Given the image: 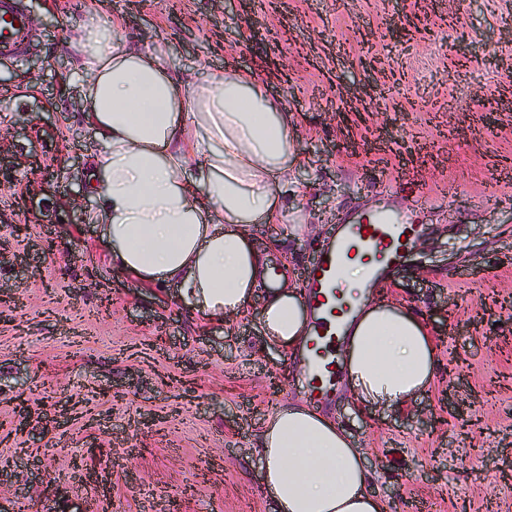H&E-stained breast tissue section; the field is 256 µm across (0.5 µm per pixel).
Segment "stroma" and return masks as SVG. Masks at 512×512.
Returning a JSON list of instances; mask_svg holds the SVG:
<instances>
[{"label":"stroma","instance_id":"1","mask_svg":"<svg viewBox=\"0 0 512 512\" xmlns=\"http://www.w3.org/2000/svg\"><path fill=\"white\" fill-rule=\"evenodd\" d=\"M20 4L32 45L0 59V295H20L0 315V512H88L100 490L77 485L76 461L108 472L112 512H270L252 446L278 405L304 398L303 365L271 384L283 357L262 345L261 297L249 325L208 322L176 288L115 273L103 226L68 211L98 146L70 47L91 12L178 72H277L266 91L297 115L311 178L289 184L280 220L248 233L260 249L281 241L271 262L289 281L342 213L422 207L416 248L379 285L423 314L437 377L403 407L364 411L341 382L322 413L363 452L386 512H512V0ZM49 168L59 181L45 183ZM33 183L40 194L18 207ZM48 236L55 250L22 271L18 256ZM484 302L490 320L470 324ZM64 396L92 413L45 431ZM34 457L50 483L32 478Z\"/></svg>","mask_w":512,"mask_h":512}]
</instances>
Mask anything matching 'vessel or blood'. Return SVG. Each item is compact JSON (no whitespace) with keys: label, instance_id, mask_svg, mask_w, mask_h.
<instances>
[{"label":"vessel or blood","instance_id":"b4317fda","mask_svg":"<svg viewBox=\"0 0 512 512\" xmlns=\"http://www.w3.org/2000/svg\"><path fill=\"white\" fill-rule=\"evenodd\" d=\"M30 38L28 16L17 0H0V57L22 52ZM422 230V223L402 220L393 210L371 208L346 219L335 238L314 254L304 273L311 315L305 384L313 402L327 399L336 387L344 329L355 313L353 299L343 291L344 269L361 265L376 278L398 268Z\"/></svg>","mask_w":512,"mask_h":512}]
</instances>
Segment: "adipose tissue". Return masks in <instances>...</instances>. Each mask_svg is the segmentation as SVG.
<instances>
[{
  "instance_id": "1",
  "label": "adipose tissue",
  "mask_w": 512,
  "mask_h": 512,
  "mask_svg": "<svg viewBox=\"0 0 512 512\" xmlns=\"http://www.w3.org/2000/svg\"><path fill=\"white\" fill-rule=\"evenodd\" d=\"M73 45L99 147L91 157L92 223L106 228L113 269L174 285L212 321L242 316L264 292L263 342L308 346L305 293L272 279L268 254L247 227L277 222L291 174L302 164L293 112L251 72L203 79L110 35L89 16ZM346 381L367 405H401L427 388L436 348L420 316L382 297L361 303L346 329ZM271 512H383L366 488L360 452L332 420L299 403L268 418L256 440Z\"/></svg>"
}]
</instances>
